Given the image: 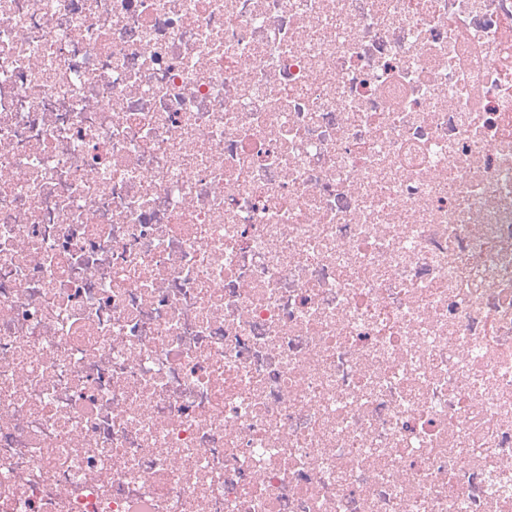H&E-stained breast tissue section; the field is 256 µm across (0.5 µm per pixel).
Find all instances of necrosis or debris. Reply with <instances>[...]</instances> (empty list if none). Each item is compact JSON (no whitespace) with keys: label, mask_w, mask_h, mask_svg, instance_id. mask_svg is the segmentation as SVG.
<instances>
[{"label":"necrosis or debris","mask_w":512,"mask_h":512,"mask_svg":"<svg viewBox=\"0 0 512 512\" xmlns=\"http://www.w3.org/2000/svg\"><path fill=\"white\" fill-rule=\"evenodd\" d=\"M0 512H512V0H0Z\"/></svg>","instance_id":"4bbe7bcc"}]
</instances>
